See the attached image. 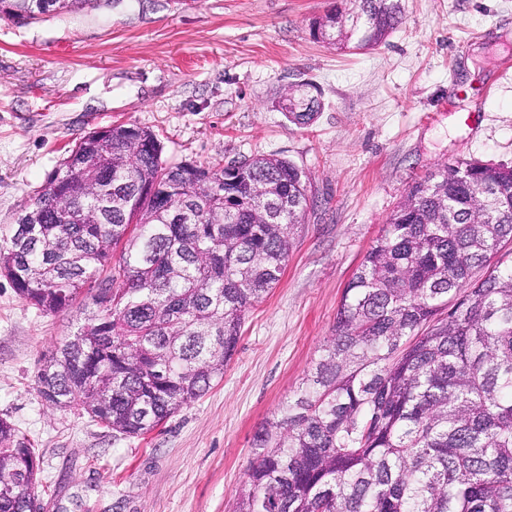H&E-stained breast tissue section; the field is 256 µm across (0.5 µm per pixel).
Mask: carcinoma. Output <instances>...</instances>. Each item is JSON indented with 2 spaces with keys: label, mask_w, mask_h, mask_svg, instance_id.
Here are the masks:
<instances>
[{
  "label": "carcinoma",
  "mask_w": 512,
  "mask_h": 512,
  "mask_svg": "<svg viewBox=\"0 0 512 512\" xmlns=\"http://www.w3.org/2000/svg\"><path fill=\"white\" fill-rule=\"evenodd\" d=\"M86 0H0L37 19ZM398 0H340L313 23L332 44L382 43ZM319 104L283 95L291 122ZM156 135L86 134L0 233V275L44 314L96 311L45 356L43 401L143 436L204 396L247 311L281 280L310 182L278 156L233 170L168 166ZM178 189L154 203L145 186ZM512 238V167L449 163L415 182L366 252L334 333L253 438L230 512H512V264L474 278ZM0 418V512H28L38 465Z\"/></svg>",
  "instance_id": "obj_1"
}]
</instances>
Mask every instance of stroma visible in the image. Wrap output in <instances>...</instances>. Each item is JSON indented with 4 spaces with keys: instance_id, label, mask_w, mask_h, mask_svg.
Returning a JSON list of instances; mask_svg holds the SVG:
<instances>
[{
    "instance_id": "stroma-1",
    "label": "stroma",
    "mask_w": 512,
    "mask_h": 512,
    "mask_svg": "<svg viewBox=\"0 0 512 512\" xmlns=\"http://www.w3.org/2000/svg\"><path fill=\"white\" fill-rule=\"evenodd\" d=\"M335 0H91L0 19V228L90 131L151 130L170 165L286 158L310 181L279 284L247 313L224 375L140 437L49 408L35 375L83 302L39 313L0 275V417L31 442L44 512H229L255 431L298 389L344 290L410 186L443 165H512V0H400L357 50L315 39ZM307 84L297 127L277 102ZM476 124H467V114Z\"/></svg>"
}]
</instances>
